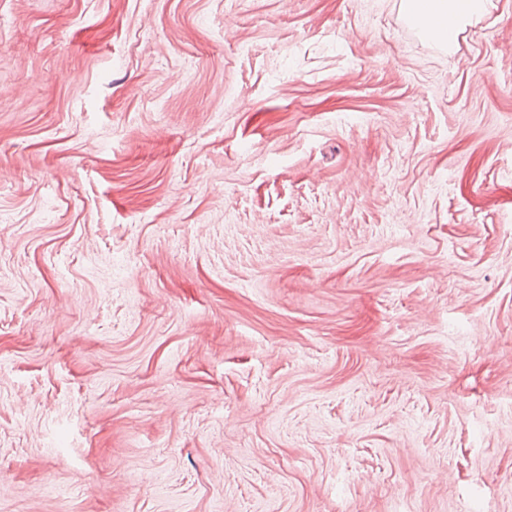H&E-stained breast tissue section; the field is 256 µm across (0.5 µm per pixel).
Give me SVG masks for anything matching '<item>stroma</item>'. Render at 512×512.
<instances>
[{
	"label": "stroma",
	"mask_w": 512,
	"mask_h": 512,
	"mask_svg": "<svg viewBox=\"0 0 512 512\" xmlns=\"http://www.w3.org/2000/svg\"><path fill=\"white\" fill-rule=\"evenodd\" d=\"M0 512H512V0H0ZM487 0H403L402 7L408 12L425 9L433 19L432 27H425L430 33L448 38V48L456 39V30L463 31L466 24L479 19L486 12Z\"/></svg>",
	"instance_id": "1"
}]
</instances>
